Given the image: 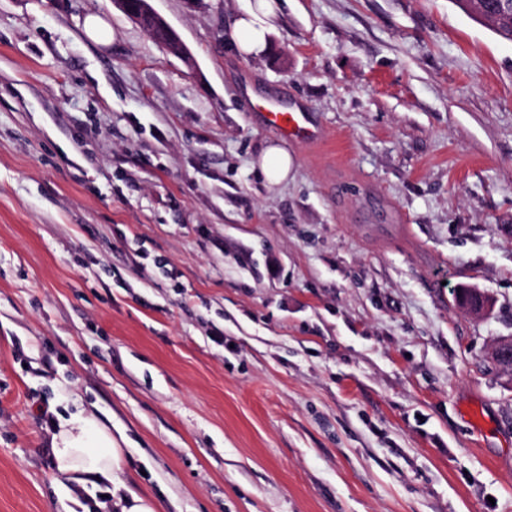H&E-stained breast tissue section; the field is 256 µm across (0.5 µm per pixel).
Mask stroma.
<instances>
[{
    "label": "stroma",
    "mask_w": 512,
    "mask_h": 512,
    "mask_svg": "<svg viewBox=\"0 0 512 512\" xmlns=\"http://www.w3.org/2000/svg\"><path fill=\"white\" fill-rule=\"evenodd\" d=\"M0 0V512H95L40 420L162 512H512V42L452 0ZM102 16L115 37L89 39ZM324 138H279L261 100ZM472 288L492 305L456 301ZM150 1L113 0L112 3L154 38L166 51L177 57L189 59V51L180 35L154 10ZM278 0H254L232 25V37L244 55L258 56L268 49V35L274 29L281 11ZM83 27L86 35L93 41L106 45L113 40L114 34L109 24L99 15H89L84 19ZM257 164L267 181L271 185H278L288 178L291 157L284 147L270 145L262 152ZM51 451L57 472L67 479L112 486V496L122 488L117 472L121 469L123 448L94 414L80 411L60 418L51 439Z\"/></svg>",
    "instance_id": "1"
}]
</instances>
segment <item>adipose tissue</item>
I'll return each mask as SVG.
<instances>
[{"instance_id":"1","label":"adipose tissue","mask_w":512,"mask_h":512,"mask_svg":"<svg viewBox=\"0 0 512 512\" xmlns=\"http://www.w3.org/2000/svg\"><path fill=\"white\" fill-rule=\"evenodd\" d=\"M278 0H253L232 25V37L245 55H260L268 48V36L279 18ZM51 451L58 473L84 484L116 486L123 450L110 428L95 415L82 412L59 419L51 439Z\"/></svg>"}]
</instances>
